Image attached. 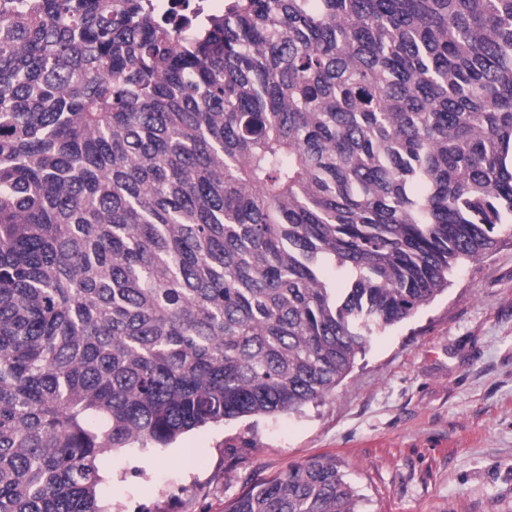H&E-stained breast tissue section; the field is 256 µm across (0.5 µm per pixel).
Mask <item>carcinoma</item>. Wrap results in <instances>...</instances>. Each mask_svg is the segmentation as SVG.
<instances>
[{"instance_id":"carcinoma-1","label":"carcinoma","mask_w":512,"mask_h":512,"mask_svg":"<svg viewBox=\"0 0 512 512\" xmlns=\"http://www.w3.org/2000/svg\"><path fill=\"white\" fill-rule=\"evenodd\" d=\"M512 225V0H0V512L300 411ZM333 459L225 512H359Z\"/></svg>"}]
</instances>
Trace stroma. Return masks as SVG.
<instances>
[{
    "label": "stroma",
    "mask_w": 512,
    "mask_h": 512,
    "mask_svg": "<svg viewBox=\"0 0 512 512\" xmlns=\"http://www.w3.org/2000/svg\"><path fill=\"white\" fill-rule=\"evenodd\" d=\"M318 456L361 512H512V237L374 338L323 402L114 449L103 498L112 512H224Z\"/></svg>",
    "instance_id": "1"
}]
</instances>
